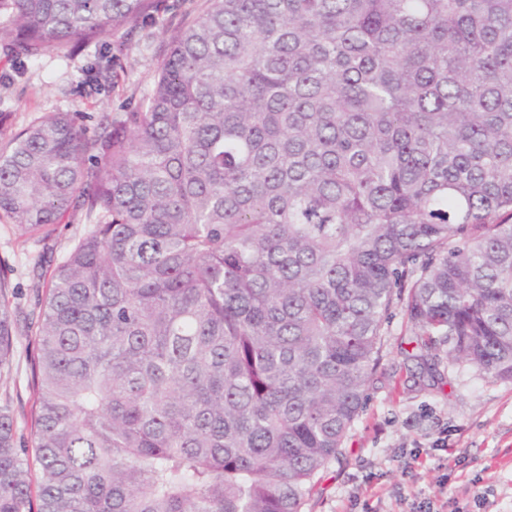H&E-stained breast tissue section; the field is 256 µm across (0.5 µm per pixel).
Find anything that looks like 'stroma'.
I'll return each mask as SVG.
<instances>
[{"label":"stroma","mask_w":512,"mask_h":512,"mask_svg":"<svg viewBox=\"0 0 512 512\" xmlns=\"http://www.w3.org/2000/svg\"><path fill=\"white\" fill-rule=\"evenodd\" d=\"M206 6V0H158L151 23L121 29L108 87L99 93L87 85L91 50H47L15 74L0 49V73L12 74L0 85V112L8 115L0 134L48 112H71L94 136L103 117L136 109L156 81L173 31ZM87 227L84 212L70 210L43 243L0 220V281L17 318L13 368L0 377V402L11 400L23 434L35 350L25 318L34 308L38 265L59 264ZM410 339L403 313L393 310L366 405L303 512H512V382L445 360L433 375L417 377L404 355Z\"/></svg>","instance_id":"35a3bbf8"}]
</instances>
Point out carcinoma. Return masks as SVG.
I'll list each match as a JSON object with an SVG mask.
<instances>
[{
  "label": "carcinoma",
  "mask_w": 512,
  "mask_h": 512,
  "mask_svg": "<svg viewBox=\"0 0 512 512\" xmlns=\"http://www.w3.org/2000/svg\"><path fill=\"white\" fill-rule=\"evenodd\" d=\"M157 0H0L14 71ZM140 107L0 148V217L90 227L37 294L0 512H302L398 307L512 382V0H209ZM15 321L0 288V375Z\"/></svg>",
  "instance_id": "1"
}]
</instances>
